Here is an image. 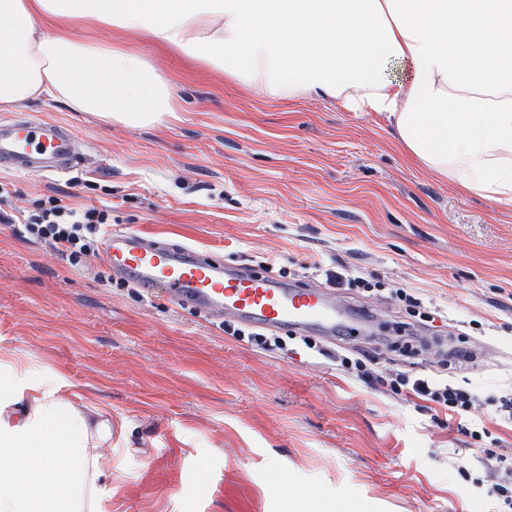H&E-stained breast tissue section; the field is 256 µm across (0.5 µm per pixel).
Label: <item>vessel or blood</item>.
I'll return each instance as SVG.
<instances>
[{"label": "vessel or blood", "mask_w": 512, "mask_h": 512, "mask_svg": "<svg viewBox=\"0 0 512 512\" xmlns=\"http://www.w3.org/2000/svg\"><path fill=\"white\" fill-rule=\"evenodd\" d=\"M76 159L74 138L65 127L26 117L0 121V167L65 172ZM101 255L114 273L138 287L178 306L193 304L214 318L233 317L271 331L315 329L330 342L345 327L332 290L297 288L244 266L226 267L191 247L115 230L106 234Z\"/></svg>", "instance_id": "1"}]
</instances>
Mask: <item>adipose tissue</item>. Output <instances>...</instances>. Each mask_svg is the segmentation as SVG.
<instances>
[{"label": "adipose tissue", "instance_id": "ef3b65f1", "mask_svg": "<svg viewBox=\"0 0 512 512\" xmlns=\"http://www.w3.org/2000/svg\"><path fill=\"white\" fill-rule=\"evenodd\" d=\"M129 35L270 99L384 113L422 170L512 205V0H0V111L45 99L160 122L178 103ZM111 448L106 406L0 360V512H111Z\"/></svg>", "mask_w": 512, "mask_h": 512}]
</instances>
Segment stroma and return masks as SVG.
Listing matches in <instances>:
<instances>
[{
    "label": "stroma",
    "instance_id": "35a3bbf8",
    "mask_svg": "<svg viewBox=\"0 0 512 512\" xmlns=\"http://www.w3.org/2000/svg\"><path fill=\"white\" fill-rule=\"evenodd\" d=\"M180 109L107 125L38 100L19 114L70 127L66 174L0 169L7 213L55 196L108 206L114 229L186 244L227 265L265 261L295 280L358 272L433 302L435 319L353 288L371 310L342 347L382 376L412 362L467 382L476 436L390 384L366 386L290 330L261 349L223 320L117 286L98 257L71 265L48 240L0 223V360L112 409V512H492L476 480L512 453L494 400L512 386V205L425 174L385 116L322 98L271 100L151 44ZM470 347L455 363L450 353ZM278 466L291 493L273 492Z\"/></svg>",
    "mask_w": 512,
    "mask_h": 512
}]
</instances>
